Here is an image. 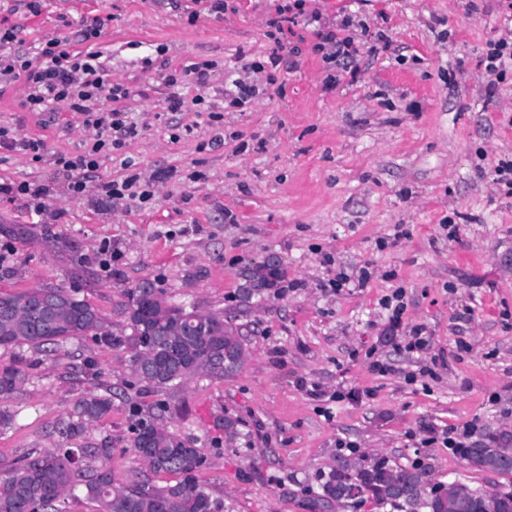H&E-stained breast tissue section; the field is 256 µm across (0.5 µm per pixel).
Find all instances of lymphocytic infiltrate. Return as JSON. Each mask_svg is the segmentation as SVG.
I'll list each match as a JSON object with an SVG mask.
<instances>
[{"mask_svg": "<svg viewBox=\"0 0 512 512\" xmlns=\"http://www.w3.org/2000/svg\"><path fill=\"white\" fill-rule=\"evenodd\" d=\"M307 0H275L273 16L267 17V36L273 47L267 59L251 63L255 73L271 72L292 54L284 42L287 25L315 26L317 41L314 52L323 61L343 64L352 58L355 48L351 36L342 35L340 29L325 27L320 23L318 10L308 9ZM13 30L0 31V94L15 82H23L26 95L24 108L30 112H56L68 108L85 117V123L94 128L96 135L92 146L77 155L60 154L55 159L59 173L67 179L68 189L74 196H81L90 179L96 178L100 154L122 149L125 139L137 136L136 124L126 122L114 102L130 98L132 91L121 83L111 82L98 51L76 53L66 41L51 38L42 42L35 55L17 50L13 46ZM481 65L484 70L487 95H495L499 85L512 73V37L488 41ZM215 68L209 61L192 62L170 71L164 77L175 92L167 100V111L195 112L202 121L212 124L220 119L219 113L205 108L204 97L185 100L176 89L193 82L206 86ZM383 306L389 310V329L399 336L398 348L405 353L424 350L428 339L425 325L417 324L403 329L404 292L395 289L383 298Z\"/></svg>", "mask_w": 512, "mask_h": 512, "instance_id": "lymphocytic-infiltrate-1", "label": "lymphocytic infiltrate"}]
</instances>
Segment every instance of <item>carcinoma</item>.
<instances>
[{"label": "carcinoma", "mask_w": 512, "mask_h": 512, "mask_svg": "<svg viewBox=\"0 0 512 512\" xmlns=\"http://www.w3.org/2000/svg\"><path fill=\"white\" fill-rule=\"evenodd\" d=\"M283 275L280 265L259 263L244 278L260 284L243 288L242 301L260 296L263 287ZM43 292L64 294L62 303L40 308L32 290L0 293V350L16 353L25 347L49 352L59 342L82 336L126 347L138 382L156 390L173 389L192 379L229 377L242 367L246 340L241 331L216 314L188 323L179 317L184 305L170 301L150 286L127 291L125 336L112 334L111 323L85 300L63 288L47 286ZM27 374L12 362L0 366V400L13 395ZM112 410V388L81 397L72 412L59 422L63 447L50 452H30L11 462L0 460V512H61L59 502L69 495L95 504L96 512H227L224 499L200 483L197 472L205 463L201 449L159 424L165 413L160 405L141 424L132 444L139 465L175 479L163 486L123 483L108 466L112 448L75 445L89 425ZM512 434L482 430L460 458L475 472L512 477V457L504 454ZM432 480V471L419 464L398 466L383 456L341 458L319 475L314 498L322 507L370 494L380 508L390 512H512V498L491 489L473 487L455 479L443 484L439 494L422 495L420 486Z\"/></svg>", "instance_id": "carcinoma-1"}]
</instances>
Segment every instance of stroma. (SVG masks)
Segmentation results:
<instances>
[{
  "instance_id": "1",
  "label": "stroma",
  "mask_w": 512,
  "mask_h": 512,
  "mask_svg": "<svg viewBox=\"0 0 512 512\" xmlns=\"http://www.w3.org/2000/svg\"><path fill=\"white\" fill-rule=\"evenodd\" d=\"M28 2L0 0V23L16 27L21 49L67 38L71 51L102 52L110 79L139 91L116 105L138 134L101 159L100 178L122 180L126 159L144 180L160 170L168 177L142 203L102 206L92 185L72 197L54 159L79 153L92 130L74 112L25 111L15 85L0 96V126L42 141L44 151L36 161L0 148V183L40 182L52 193L40 212L28 199L0 197V253L9 255L0 291L66 289L120 336L124 294L148 279L175 302L223 314L246 336L247 352L236 374L169 393L136 381L124 347L88 336L50 356L24 350L27 380L0 401L13 418L0 430V459L59 447L58 421L108 386L112 410L84 440L111 445L115 477L166 484L130 450L136 414L162 402L165 426L202 449L198 478L229 512H310L306 490L344 441L361 455L428 464L438 481L500 484L425 437L468 425L512 433V196L493 180L498 161L512 158V81L487 99L479 65L487 41L512 33L505 0H310L327 24L360 20L349 30L352 67H337L330 89L310 28L295 30V67L270 81L244 73L270 52V0H238L193 24L191 0H36L33 10ZM95 18L99 37L83 40ZM188 60L218 64L207 87L180 88L221 111L218 123L166 109L171 89L157 67ZM241 76L255 96L225 107ZM195 170L204 180H189ZM454 214L460 232L451 242L440 223ZM398 224L407 238L379 247ZM106 243L108 271L98 258ZM271 255L292 288L242 302L244 270ZM365 265L367 287L328 288L337 272ZM399 287L404 324L425 325L430 336L413 355L395 350L381 306ZM438 355L446 363L432 367ZM376 360L390 372L375 371ZM312 385L323 397L308 394ZM336 391L341 399L330 400ZM227 413L242 419L231 440L216 425Z\"/></svg>"
}]
</instances>
